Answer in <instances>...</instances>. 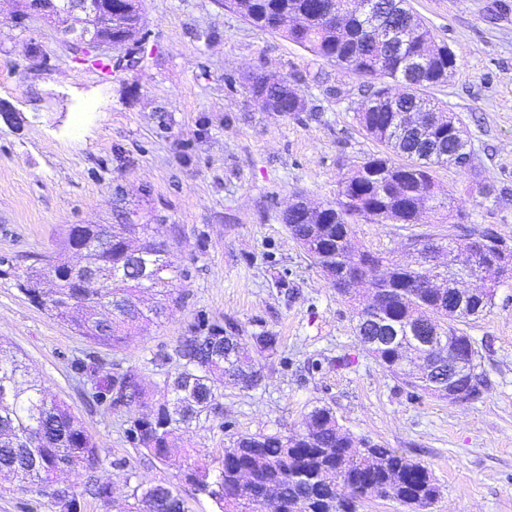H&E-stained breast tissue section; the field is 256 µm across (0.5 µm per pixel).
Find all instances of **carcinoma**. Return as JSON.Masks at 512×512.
I'll use <instances>...</instances> for the list:
<instances>
[{
    "label": "carcinoma",
    "mask_w": 512,
    "mask_h": 512,
    "mask_svg": "<svg viewBox=\"0 0 512 512\" xmlns=\"http://www.w3.org/2000/svg\"><path fill=\"white\" fill-rule=\"evenodd\" d=\"M229 7L251 24L282 33L313 56L371 79L357 109L363 129L386 152L373 155L338 182L336 200L311 207L302 200L283 215L292 239L336 288L355 299L352 279H369L375 308L405 330L412 327L423 343L433 336L457 337L459 352L480 367L478 351L458 323L482 315L492 306L495 288L508 279L512 249H503L489 228L472 229L467 238L485 242V291L467 308L465 317L448 319L452 297L448 288L427 286L429 275L417 261L390 253L360 249L351 220L377 224H417L426 210L445 206L433 170L468 154V140L448 137L459 117L426 90L448 82L456 55L434 43L430 30L408 0H375L371 17L349 8V0H228ZM96 36L140 42L141 0H101ZM408 34L398 49L377 40L378 32L394 28ZM250 91L264 95L276 112H304L306 102L277 73H254ZM401 158L395 162L392 156ZM155 224H76L63 247L83 253L82 266H33L20 289L36 306L69 324L96 343L118 347L142 327L167 315L171 287L179 266L168 243L156 235ZM465 243L445 237L416 239L429 254ZM96 280L87 282L89 271ZM275 353L274 336H226L224 327L195 322L191 335L179 340L174 355L153 358L162 367L173 358L180 371L164 379L166 396L149 400L133 369L116 361L98 360L104 373L91 388V398L106 412L131 401L149 412L126 421L129 443L165 461L182 449L191 425L216 413L217 378L252 386L258 376L253 349ZM384 368L412 389L438 399L448 395L412 378L401 368L402 349H368ZM87 464L94 472L85 484L60 487L55 475ZM97 446L65 402L48 398L42 380L31 374L26 359L0 342V474L12 476L25 492L46 496L56 512H77L89 494L102 501L112 493L101 471ZM247 476L252 496L244 497L240 480ZM213 498L221 512H356L369 495L427 512L439 495L431 471L397 448H387L345 431L329 406L306 416L303 430L291 435L238 434L230 438L216 468L206 462L190 465L181 481ZM135 512H189L175 486L152 485L128 475Z\"/></svg>",
    "instance_id": "1"
}]
</instances>
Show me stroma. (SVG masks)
<instances>
[{"instance_id": "1", "label": "stroma", "mask_w": 512, "mask_h": 512, "mask_svg": "<svg viewBox=\"0 0 512 512\" xmlns=\"http://www.w3.org/2000/svg\"><path fill=\"white\" fill-rule=\"evenodd\" d=\"M435 41L457 57L432 96L461 118L467 169L435 173L468 221L442 213L417 224L357 219L356 243L403 255L410 240L463 238L489 227L512 246V0H410ZM139 62L109 73L73 60L57 24L20 17L0 0V337L63 400L112 471V497H82L80 512H130L126 472L179 482L187 457L218 461L234 433L288 435L329 406L357 438L400 449L431 470L440 495L428 512H512V279L492 307L463 323L478 352L480 399L452 404L414 395L359 342L356 306L342 299L290 238L282 213L295 197L334 200L339 179L381 152L356 119L362 76L340 70L246 21L219 0H143ZM287 78L304 112H268L246 73ZM488 194H470L475 183ZM155 224L183 271L167 318L112 348L91 343L30 303L19 280L45 260L76 263L62 240L74 224ZM277 337L255 352L262 380L218 389L216 414L186 435L188 456L160 462L124 435L128 418L91 407L89 375L73 358L136 370L152 399L172 353L197 319Z\"/></svg>"}]
</instances>
